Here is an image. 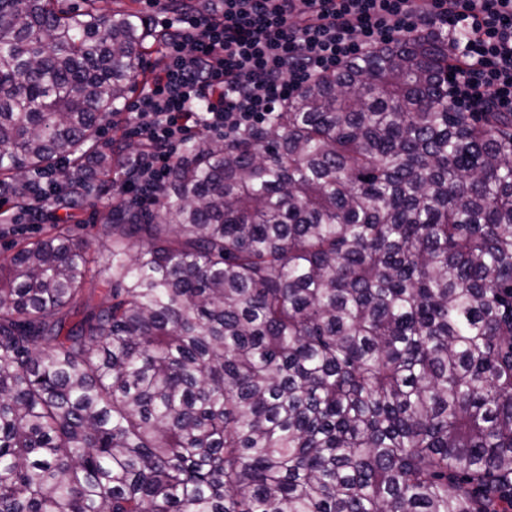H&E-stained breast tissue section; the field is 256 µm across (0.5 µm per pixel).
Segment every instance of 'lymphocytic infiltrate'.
<instances>
[{"label":"lymphocytic infiltrate","instance_id":"1","mask_svg":"<svg viewBox=\"0 0 512 512\" xmlns=\"http://www.w3.org/2000/svg\"><path fill=\"white\" fill-rule=\"evenodd\" d=\"M163 22L162 64L133 106L138 151L113 192L154 205L187 134L271 121L310 79L394 40L448 34V102L512 113V0H200Z\"/></svg>","mask_w":512,"mask_h":512}]
</instances>
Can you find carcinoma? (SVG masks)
Returning <instances> with one entry per match:
<instances>
[{
  "label": "carcinoma",
  "instance_id": "obj_1",
  "mask_svg": "<svg viewBox=\"0 0 512 512\" xmlns=\"http://www.w3.org/2000/svg\"><path fill=\"white\" fill-rule=\"evenodd\" d=\"M0 0V196L62 208L164 33ZM448 38L201 138L97 250L0 258V512H512V114L448 104ZM103 286L87 307L85 285Z\"/></svg>",
  "mask_w": 512,
  "mask_h": 512
}]
</instances>
